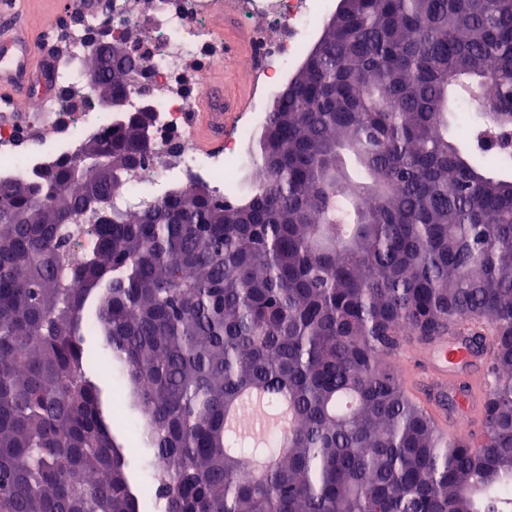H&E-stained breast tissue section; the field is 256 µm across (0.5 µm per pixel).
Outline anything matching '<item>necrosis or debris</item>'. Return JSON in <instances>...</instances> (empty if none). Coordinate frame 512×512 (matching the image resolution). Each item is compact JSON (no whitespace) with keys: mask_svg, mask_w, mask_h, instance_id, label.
I'll return each instance as SVG.
<instances>
[{"mask_svg":"<svg viewBox=\"0 0 512 512\" xmlns=\"http://www.w3.org/2000/svg\"><path fill=\"white\" fill-rule=\"evenodd\" d=\"M330 7V0H232L228 6L223 0H153L147 9L141 0H114L110 11L78 13L82 28L108 26L117 34L143 23L151 36L142 51L148 57V79L158 93L154 136L158 151L175 152L177 162L172 166L156 162L130 177L124 203L134 206L159 199L164 186L172 182H205L222 195L235 186L237 174L249 162L242 146L262 121L260 111H252L226 135L221 153L198 151L188 135L204 75L225 62L224 51L207 25L212 15L231 9L256 42L265 41L267 30L282 31L276 49L267 53L255 75V96L260 99L271 90L273 74L302 55L307 39ZM10 110L12 120H0V172L19 180L27 179L35 168L73 155L83 140L112 120L108 112L63 111L54 94L11 102ZM44 125L54 127L55 142L35 152L24 151L26 132Z\"/></svg>","mask_w":512,"mask_h":512,"instance_id":"necrosis-or-debris-1","label":"necrosis or debris"}]
</instances>
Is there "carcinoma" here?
<instances>
[{
    "instance_id": "1",
    "label": "carcinoma",
    "mask_w": 512,
    "mask_h": 512,
    "mask_svg": "<svg viewBox=\"0 0 512 512\" xmlns=\"http://www.w3.org/2000/svg\"><path fill=\"white\" fill-rule=\"evenodd\" d=\"M320 39L252 141L241 201L192 182L117 207L156 154L139 108L0 177V512H512V157L494 171L478 150L512 116V0H343ZM139 41L84 56L100 101L152 100L127 83ZM463 87L485 104L464 144ZM77 231L95 243L73 264ZM451 331L493 341L478 442L441 438L395 368ZM103 365L126 379L135 451Z\"/></svg>"
}]
</instances>
